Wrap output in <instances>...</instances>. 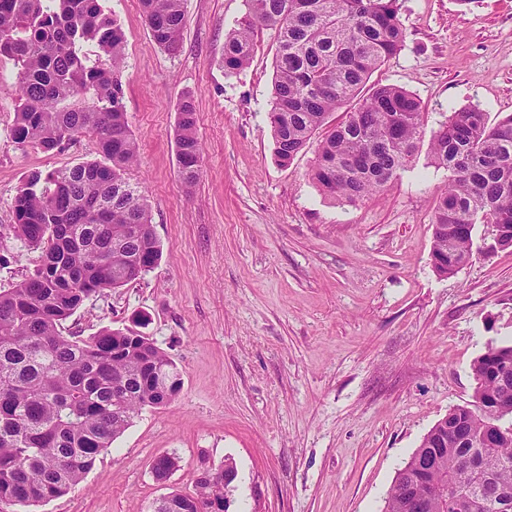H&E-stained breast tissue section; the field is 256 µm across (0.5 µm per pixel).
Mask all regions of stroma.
Segmentation results:
<instances>
[{
    "instance_id": "1",
    "label": "stroma",
    "mask_w": 512,
    "mask_h": 512,
    "mask_svg": "<svg viewBox=\"0 0 512 512\" xmlns=\"http://www.w3.org/2000/svg\"><path fill=\"white\" fill-rule=\"evenodd\" d=\"M125 35L123 105L139 160L127 176L151 208L161 247L142 279L86 300L64 324L81 339L140 327L175 362L171 404L142 411L64 496L36 512H151L193 490L202 464L234 458L228 512H384L423 436L472 400L473 361L512 341V249L473 255L455 275L433 268L432 214L448 174L414 169L353 204L326 198L307 148L274 156L276 40L224 70V39L246 0H186L177 53L161 49L140 0H107ZM405 43L373 76L412 92L428 129L476 104L512 114V0H402ZM18 70L0 65V288L33 270L13 233L12 201L29 174L96 156L91 137L42 152L12 137ZM193 92L198 182L178 173L177 108ZM178 466L156 480L153 460Z\"/></svg>"
}]
</instances>
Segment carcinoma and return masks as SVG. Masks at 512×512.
<instances>
[{
    "label": "carcinoma",
    "instance_id": "1",
    "mask_svg": "<svg viewBox=\"0 0 512 512\" xmlns=\"http://www.w3.org/2000/svg\"><path fill=\"white\" fill-rule=\"evenodd\" d=\"M156 44L178 50L185 0H140ZM224 40V70L252 59L265 29L277 33L268 112L279 165L321 135L310 171L327 197L354 203L414 168L425 132L419 100L370 84L405 41L400 0H247ZM18 68L13 138L50 152L84 134L97 158L32 173L12 208L14 235L39 252L35 269L0 289V503L38 506L66 494L146 407L181 387L153 338L105 328L63 334L83 303L152 271L160 245L151 212L126 171L137 145L122 103L125 36L102 0H0V63ZM346 119L330 124L338 109ZM179 175L194 185L202 148L193 96L178 105ZM429 163L448 173L433 210L431 257L452 275L472 257L476 225L492 248H512V114L490 122L477 106L451 113L433 133ZM474 401L448 409L391 485L385 512H512V342L472 365ZM160 512H224L221 475L175 493Z\"/></svg>",
    "mask_w": 512,
    "mask_h": 512
}]
</instances>
